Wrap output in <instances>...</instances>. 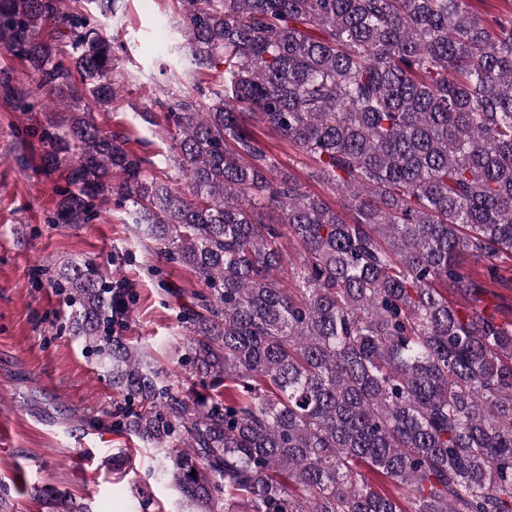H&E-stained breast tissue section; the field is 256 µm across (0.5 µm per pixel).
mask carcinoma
Listing matches in <instances>:
<instances>
[{"label": "carcinoma", "instance_id": "1", "mask_svg": "<svg viewBox=\"0 0 512 512\" xmlns=\"http://www.w3.org/2000/svg\"><path fill=\"white\" fill-rule=\"evenodd\" d=\"M178 2L192 71L222 57L224 81L172 72L137 113H164L162 178L84 105L108 113L123 89L89 17L118 0H0V48L31 78L0 70V99L49 98L29 130L42 170L66 172L54 222L114 197L203 286L174 344L184 388L113 335L126 289L79 258L57 270L73 335L122 397L112 425L164 453L155 477L187 512H512V326L444 294L482 288L464 259L493 281L512 257V0ZM251 130L266 141L282 165L293 170L302 182H304L311 190H314L324 196L330 204L341 208L338 196L335 193L323 188V186L314 183L308 178V169L304 164L305 160L294 148L289 146L288 143L280 139L276 134L270 133L259 126L251 128Z\"/></svg>", "mask_w": 512, "mask_h": 512}]
</instances>
